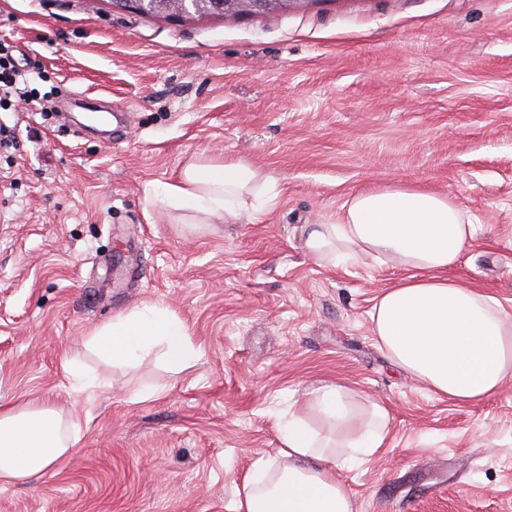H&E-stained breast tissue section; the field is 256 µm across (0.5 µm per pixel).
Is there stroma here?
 Returning a JSON list of instances; mask_svg holds the SVG:
<instances>
[{
	"mask_svg": "<svg viewBox=\"0 0 512 512\" xmlns=\"http://www.w3.org/2000/svg\"><path fill=\"white\" fill-rule=\"evenodd\" d=\"M0 48L28 81L0 99V406L87 416L77 451L0 484V512H235L278 415L323 381L391 416L339 473L355 512H512V380L468 405L379 349L371 313L401 268L304 247L351 197L442 193L476 224L453 278L512 313V0H315L172 19L110 0H0ZM243 158L275 204L190 224L154 199L188 159ZM153 304L199 358L130 365L88 340ZM72 361L99 388L76 391Z\"/></svg>",
	"mask_w": 512,
	"mask_h": 512,
	"instance_id": "obj_1",
	"label": "stroma"
}]
</instances>
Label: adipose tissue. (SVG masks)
I'll return each instance as SVG.
<instances>
[{
    "instance_id": "obj_1",
    "label": "adipose tissue",
    "mask_w": 512,
    "mask_h": 512,
    "mask_svg": "<svg viewBox=\"0 0 512 512\" xmlns=\"http://www.w3.org/2000/svg\"><path fill=\"white\" fill-rule=\"evenodd\" d=\"M154 195L197 223L221 218L232 224L242 215L265 211L277 191L273 177L247 160L196 158L176 180L156 186ZM475 232L447 196L385 188L356 193L335 223L313 225L305 240L309 254L335 266L369 256L404 270L371 314L379 347L423 387L462 404L482 401L512 379V315L493 296L449 276ZM88 344L115 364L134 362L157 344L175 368L199 355L182 322L157 305L113 318ZM311 396L341 439L321 436L296 412L283 414L273 477L265 487L245 482L241 512H355L336 472L381 448L390 412L374 402L360 414L348 389L338 383L322 384ZM81 431L75 411L64 414L31 404L0 409V482L39 477L74 452Z\"/></svg>"
}]
</instances>
